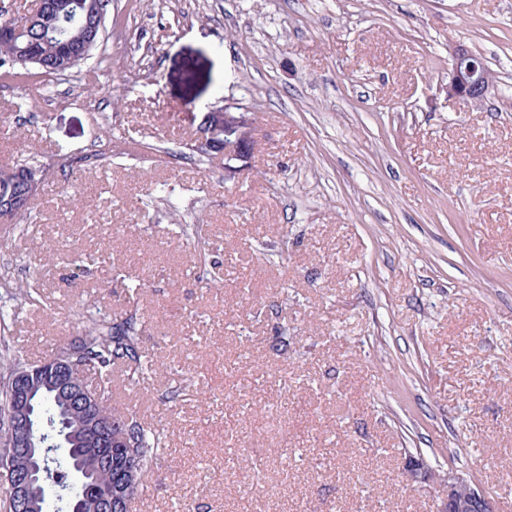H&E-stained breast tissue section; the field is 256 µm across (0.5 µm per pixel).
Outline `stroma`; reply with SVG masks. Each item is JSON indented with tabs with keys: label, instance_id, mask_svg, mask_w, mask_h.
<instances>
[{
	"label": "stroma",
	"instance_id": "35a3bbf8",
	"mask_svg": "<svg viewBox=\"0 0 512 512\" xmlns=\"http://www.w3.org/2000/svg\"><path fill=\"white\" fill-rule=\"evenodd\" d=\"M457 44L480 104L447 97ZM222 108L254 141L233 172L193 149ZM23 160L0 294L43 293L10 355L134 312L173 366L114 372L165 436L132 512H436L411 456L512 512V0H108L90 59L0 82ZM448 55V99L466 104L483 100L491 84L485 64L476 63V55L484 62L483 57L462 45L449 48Z\"/></svg>",
	"mask_w": 512,
	"mask_h": 512
}]
</instances>
